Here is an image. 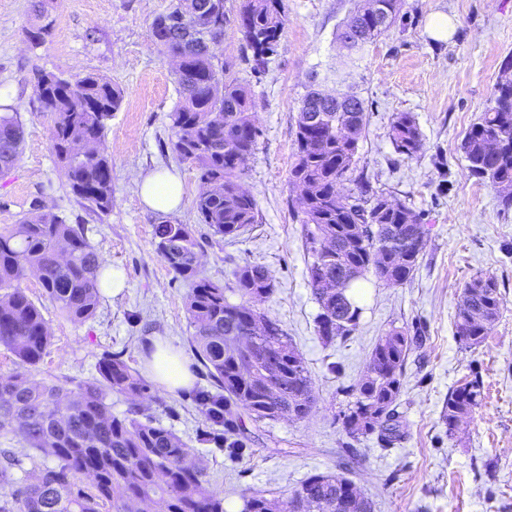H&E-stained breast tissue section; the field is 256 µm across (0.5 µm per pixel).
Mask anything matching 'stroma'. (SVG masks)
<instances>
[{
  "label": "stroma",
  "mask_w": 512,
  "mask_h": 512,
  "mask_svg": "<svg viewBox=\"0 0 512 512\" xmlns=\"http://www.w3.org/2000/svg\"><path fill=\"white\" fill-rule=\"evenodd\" d=\"M33 2L0 0V113H17L24 129L17 164L0 174V230L43 205L84 225L105 264L125 278L123 290L101 294L95 315L82 323L61 317L38 279H27L51 334L41 369L92 379L100 357L112 353L142 373L155 342L168 341L187 361L193 383L170 392L149 382L141 403L206 467L224 512H240L246 492L278 497L319 473L351 479L373 512H512V208L502 207L490 183L470 176L461 150L490 102L502 60L512 54V0H402L395 25L351 65L336 34L357 0H284L288 22L260 75L241 59L237 27H226L215 53L234 61L233 77L250 87L259 128L242 177L259 221L232 240L199 223V174L170 149L177 86L150 25L171 0H52V34L38 46L25 33ZM438 14L455 22L448 39L431 33ZM39 70L73 78L91 72L124 91L100 145L112 165L107 214L87 210L66 184L50 148L52 118L34 93ZM338 71L367 108L356 167L339 190L355 197L367 184L405 203L421 214L427 236L412 279L397 286L363 282L356 330L326 345L316 333L320 308L307 281L299 191L289 170L300 104L310 89L335 92ZM399 112L412 113L423 134V149L411 158L388 138ZM157 172L182 182V201L166 214L148 208L140 194L141 179ZM165 221L194 225L203 277L228 286L238 265L266 268L274 292L258 306L281 323L310 372L312 412L301 420L242 418L244 446L234 454L214 440L198 399L212 382L190 344L188 284L155 251L153 230ZM478 273L497 281L503 307L485 342L471 348L456 334L455 313L464 284ZM392 329L420 339L403 373L398 436L390 443L374 434L353 439L343 427L352 388L366 375L377 339ZM475 377L484 398L469 424L449 435L442 421L448 394Z\"/></svg>",
  "instance_id": "35a3bbf8"
}]
</instances>
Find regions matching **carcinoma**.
<instances>
[{
	"mask_svg": "<svg viewBox=\"0 0 512 512\" xmlns=\"http://www.w3.org/2000/svg\"><path fill=\"white\" fill-rule=\"evenodd\" d=\"M382 4L380 15L371 11ZM225 0H172L150 27L151 39L179 65L173 71L179 101L170 113L171 149L199 172L204 185L193 205L199 223L214 234L236 238L257 223L255 199L241 189L245 159L253 151L259 129L250 88L233 78V63L215 56L211 44L233 23ZM401 0H363L338 34L343 46L357 52L395 24ZM244 22L242 60L261 73L275 52L287 22L283 0H241L237 11ZM54 19L44 0H37L26 29L39 45L51 34ZM35 91L40 109L53 116L50 140L71 192L88 209H112V166L99 145L112 113L122 105L123 92L111 82L88 73L65 77L39 71ZM309 92L299 112L296 150L290 180L305 185L299 199L304 247L311 256L308 283L320 307L317 334L325 344L347 337L358 326L361 308L353 290L373 275L387 285L410 279L425 247L426 229L420 214L399 203L390 205L382 193L365 207L342 195L337 185L354 170L359 140L366 125V107L352 108ZM395 151L412 158L423 149V134L409 112L396 114L389 130ZM508 143L499 155L490 140ZM23 128L18 118L0 113V173L19 158ZM461 148L469 172L498 189L503 206L512 205V59L503 61L490 105L463 138ZM158 255L189 283L186 311L193 334L190 342L216 388L201 394L207 414L217 427L235 434L223 407L242 409L255 423L283 416L300 420L315 403L309 370L280 322L273 333L256 334L250 301L273 292L265 267L237 266L230 289L198 275L199 242L189 224H158L154 228ZM100 254L81 224H68L52 211L37 207L21 223L0 232V345L19 367L0 378V434H20L35 457L55 465L20 483L13 470L19 459L0 450V512H100L112 502L113 512H224L223 500L212 489L205 469L191 458L172 430L144 416L136 399L147 386L137 370L119 356L98 362V377L37 379L50 344L47 321L28 296L25 282L38 278L46 298L66 319L92 318L100 300ZM335 279L334 302L317 287L321 274ZM240 301H230L228 294ZM503 299L497 282L478 274L465 283L456 307L459 339L469 346L486 340L497 322ZM231 336H252L247 351H226ZM418 337L392 329L379 337L370 354L369 375L355 385V401L345 415L346 433L357 438L375 432L391 440L396 432V401L401 378ZM245 365L252 374H242ZM134 403L121 416L112 413V393ZM478 379L454 388L442 410L453 434L467 423L480 404ZM90 481L94 492L80 486ZM342 476L315 474L276 501L260 491L242 496L240 512H290L294 498L303 497L302 512H340Z\"/></svg>",
	"mask_w": 512,
	"mask_h": 512,
	"instance_id": "1",
	"label": "carcinoma"
}]
</instances>
